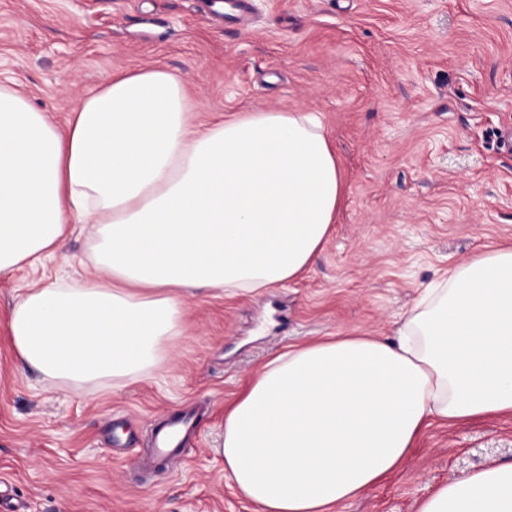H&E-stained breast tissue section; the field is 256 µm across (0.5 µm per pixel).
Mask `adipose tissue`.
I'll list each match as a JSON object with an SVG mask.
<instances>
[{"instance_id": "ef3b65f1", "label": "adipose tissue", "mask_w": 512, "mask_h": 512, "mask_svg": "<svg viewBox=\"0 0 512 512\" xmlns=\"http://www.w3.org/2000/svg\"><path fill=\"white\" fill-rule=\"evenodd\" d=\"M175 74L77 93L65 127L0 82V278L87 233L95 275L27 289L8 333L27 369L73 387L168 368L183 299L298 277L343 197L318 116L210 125ZM512 415V245L424 288L395 339L339 336L269 361L224 414V474L260 512H330L398 471L431 421ZM418 512H512V462L438 487Z\"/></svg>"}]
</instances>
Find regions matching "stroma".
<instances>
[{
    "mask_svg": "<svg viewBox=\"0 0 512 512\" xmlns=\"http://www.w3.org/2000/svg\"><path fill=\"white\" fill-rule=\"evenodd\" d=\"M161 67L202 102L201 123L245 110L316 112L344 200L304 274L252 294L184 298L170 366L126 386H54L23 369L7 332L32 282L90 276L84 236L0 280V498L22 512H257L224 477V412L293 346L393 338L421 287L512 243V0H255L246 23L200 0H0V78L64 123L71 89ZM199 414L182 462L152 428ZM493 462L512 417L432 423L404 467L333 512H418Z\"/></svg>",
    "mask_w": 512,
    "mask_h": 512,
    "instance_id": "stroma-1",
    "label": "stroma"
}]
</instances>
